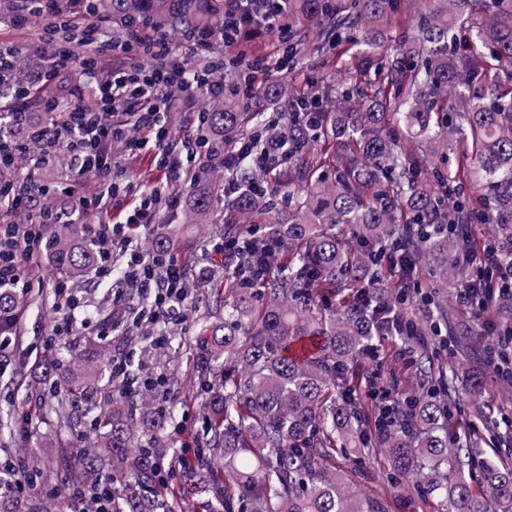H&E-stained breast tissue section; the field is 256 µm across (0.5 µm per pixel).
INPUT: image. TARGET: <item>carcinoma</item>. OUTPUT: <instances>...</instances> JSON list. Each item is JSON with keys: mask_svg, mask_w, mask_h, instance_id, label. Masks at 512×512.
Returning a JSON list of instances; mask_svg holds the SVG:
<instances>
[{"mask_svg": "<svg viewBox=\"0 0 512 512\" xmlns=\"http://www.w3.org/2000/svg\"><path fill=\"white\" fill-rule=\"evenodd\" d=\"M425 7L397 19L405 34L385 24L394 0H285L288 30L279 37L291 66L326 57L341 74L307 88L276 80L261 84L255 102L232 97L208 109V130L230 149L241 137L256 149L281 145L293 154L269 167L285 209L257 188L249 162L232 171L240 191L222 195L224 172L211 167L204 186L189 187L185 223L200 236L244 240L247 220L258 226L248 250L235 256L238 272L213 283L224 295V319L201 323L193 382L202 398L203 431L182 444L197 465L186 489L207 496L206 512H385L360 495L336 469V454L381 457L392 478H410L438 512H512V459L483 461L482 443L501 438L460 433L451 403L437 387L456 377L455 366L424 357L420 388L399 421L375 430L369 403L376 383L359 388L357 369L375 345L396 337L378 308L394 304L382 288L386 262L379 248L413 225L402 240L405 261L426 265L441 285L455 289L468 278L458 258L470 246L467 224L476 210L502 225L512 259V0H422ZM97 9L122 23L149 16L175 32L224 24V0H99ZM487 90L471 92L475 76ZM311 110L308 120L283 123L279 114ZM465 146L448 164V143ZM332 165H325V160ZM224 204V223L214 222ZM277 236L288 251L270 254L262 238ZM148 245L173 247L161 226ZM50 256L74 283L95 265L78 225L59 224ZM267 269L260 287L242 277ZM347 297L324 315L315 299ZM423 333L443 317L434 295ZM316 342L298 359L291 345ZM116 347L104 343L94 369L71 355L77 374L49 388L34 407L38 424L68 430L78 424L74 403L93 400L91 448H64L54 468L69 475L65 492L95 483L105 472L122 476L112 512H178L179 494L157 495L159 467L179 458L166 434L171 393L168 375L155 395L129 397L118 382L98 386ZM224 459V466L208 465ZM0 512H49L29 499L0 494Z\"/></svg>", "mask_w": 512, "mask_h": 512, "instance_id": "cac0c4a2", "label": "carcinoma"}]
</instances>
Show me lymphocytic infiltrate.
Segmentation results:
<instances>
[{
  "label": "lymphocytic infiltrate",
  "instance_id": "1",
  "mask_svg": "<svg viewBox=\"0 0 512 512\" xmlns=\"http://www.w3.org/2000/svg\"><path fill=\"white\" fill-rule=\"evenodd\" d=\"M282 10V0H224L221 31L200 35L190 28L176 37L169 29L143 19L124 24L122 36L116 40L111 35V17L98 14L94 0H70L59 25L82 34L83 53L61 50L39 72L28 75L15 50L0 43V78L7 81L0 91L6 100L0 119L24 132L20 140L8 134L0 136V168L13 166L24 156L37 170L58 154H66L68 185L61 193L70 199L69 204H56L49 188L29 177L0 183V197H7L13 209L35 214L27 224L0 223V290L26 291L41 282L45 275L43 245L52 227L78 224L89 215L98 218L87 228L98 254L97 277H109L116 270L121 273L112 293V304L121 310V318L109 325L100 323L81 310L77 299H70L67 310L55 311L50 319L45 345L85 332L104 338L124 336L130 325L148 322L154 327L151 342L160 347L170 342L174 327L186 321L190 270L172 255L135 246L134 230H149L162 216L176 214L184 204L179 187L193 181L202 162L217 160L229 170L246 160L253 168L264 170L270 155L254 151L245 138L229 150L209 139L175 138L164 115L184 98H220L242 88L255 91L274 66L239 51V37L256 27L277 30ZM56 26H43L40 38L54 36ZM71 66L91 85L94 108L64 110L59 102L47 101L43 111L62 112V121L46 124L33 120L27 104L31 88L54 81ZM230 66L239 74V86L224 82V72ZM117 143L132 157L153 151L165 174L164 183L141 189L115 181L112 147ZM89 177L98 181L95 192L74 195L73 183ZM117 201L123 205V218L103 221V213ZM464 264L469 277L457 299L487 332H496L490 303L504 290L512 291V264L505 262L502 246L490 238L476 241Z\"/></svg>",
  "mask_w": 512,
  "mask_h": 512
}]
</instances>
